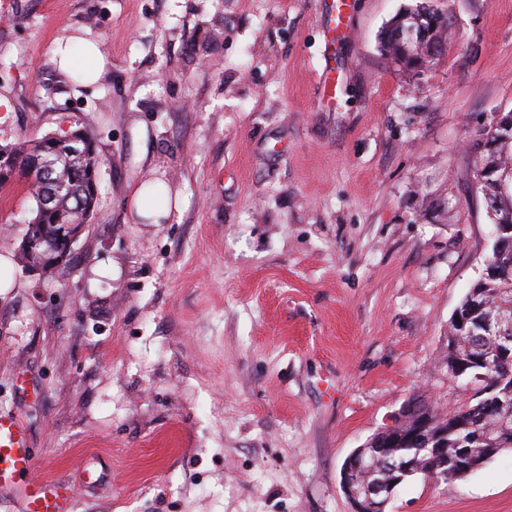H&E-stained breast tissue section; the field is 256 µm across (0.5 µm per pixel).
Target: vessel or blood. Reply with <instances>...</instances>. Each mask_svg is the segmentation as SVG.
I'll return each instance as SVG.
<instances>
[{
  "mask_svg": "<svg viewBox=\"0 0 512 512\" xmlns=\"http://www.w3.org/2000/svg\"><path fill=\"white\" fill-rule=\"evenodd\" d=\"M35 460L23 421L0 414V492L11 494L21 512H76L74 497L66 485L51 479L20 482Z\"/></svg>",
  "mask_w": 512,
  "mask_h": 512,
  "instance_id": "b4317fda",
  "label": "vessel or blood"
}]
</instances>
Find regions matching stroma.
Segmentation results:
<instances>
[{"instance_id": "35a3bbf8", "label": "stroma", "mask_w": 512, "mask_h": 512, "mask_svg": "<svg viewBox=\"0 0 512 512\" xmlns=\"http://www.w3.org/2000/svg\"><path fill=\"white\" fill-rule=\"evenodd\" d=\"M419 0H0V145L83 128L96 210L52 276L17 257L34 202L0 193V414L77 512H351L348 455L444 364L493 226L472 147L512 111V0H430L447 50H380ZM343 26H336V17ZM89 30L92 89L56 40ZM168 182V222L129 214ZM388 512H512V451L411 477ZM431 18L432 22L431 20L423 21L432 31L424 45H406L404 41L397 40L395 32L398 26L390 27L382 32V35H385L388 42L383 49V54L397 70L406 72L416 71L421 66L427 67L433 60L443 54L446 42L444 32L448 26L447 21L435 9ZM433 44L441 46V50H438L435 55L430 50ZM51 54V60L57 70L69 78L75 75L80 57L91 58L93 65L80 71V81L85 88L99 84L106 72V60L96 42L90 39L82 38L77 43H71L70 38L58 39Z\"/></svg>"}]
</instances>
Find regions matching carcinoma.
Masks as SVG:
<instances>
[{"label": "carcinoma", "instance_id": "1", "mask_svg": "<svg viewBox=\"0 0 512 512\" xmlns=\"http://www.w3.org/2000/svg\"><path fill=\"white\" fill-rule=\"evenodd\" d=\"M426 26L432 34L423 45H407L397 40L395 27L383 31L387 39L383 54L397 70L415 71L443 54L441 50L432 54L431 47L445 46L446 18L435 12ZM2 153L5 167H0V190L19 181L33 183L31 197L35 207L30 223L37 226L32 231V237L38 241L37 249L45 250L58 243L62 225L71 224L78 230L88 223L97 205L101 164L92 137L76 130L73 140L63 145L41 137L0 146ZM47 164L55 169L58 179L51 195L46 193L39 177ZM479 164L483 170L481 190H495L498 177L512 168V143L491 146L479 153ZM491 220L505 228L512 227V194L499 199ZM502 254L512 256V233L495 237L488 262L496 263ZM475 296L482 309L474 312L466 331L459 334L454 327H448L446 355L449 374L465 376L472 385L471 402L442 411L433 402L420 399L416 412L401 421L385 440L389 459L413 454L408 435L419 429L433 444H443V456L425 451L416 460L414 474L433 482L463 479L470 475L468 467L482 466L512 449V325H501L504 336L498 340L482 335L481 327L487 320L512 316V267L504 266L499 272L479 279L461 305H468L469 298ZM497 347L503 350L500 360H491L484 377L475 378L474 374L482 368V359Z\"/></svg>", "mask_w": 512, "mask_h": 512}]
</instances>
